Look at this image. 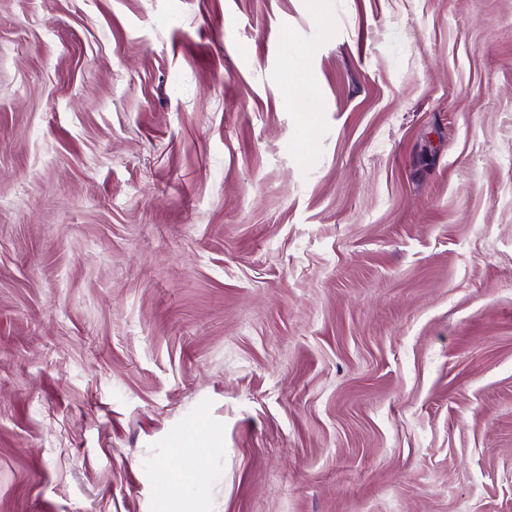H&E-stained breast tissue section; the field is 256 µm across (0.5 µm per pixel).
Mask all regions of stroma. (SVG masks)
Listing matches in <instances>:
<instances>
[{"instance_id":"1","label":"stroma","mask_w":512,"mask_h":512,"mask_svg":"<svg viewBox=\"0 0 512 512\" xmlns=\"http://www.w3.org/2000/svg\"><path fill=\"white\" fill-rule=\"evenodd\" d=\"M0 0V512H512V0Z\"/></svg>"}]
</instances>
